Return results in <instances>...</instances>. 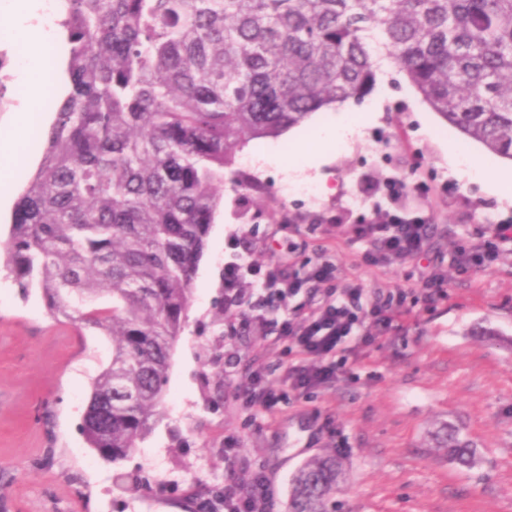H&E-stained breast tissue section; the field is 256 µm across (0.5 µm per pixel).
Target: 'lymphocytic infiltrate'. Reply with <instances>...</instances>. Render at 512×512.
Here are the masks:
<instances>
[{"instance_id":"1","label":"lymphocytic infiltrate","mask_w":512,"mask_h":512,"mask_svg":"<svg viewBox=\"0 0 512 512\" xmlns=\"http://www.w3.org/2000/svg\"><path fill=\"white\" fill-rule=\"evenodd\" d=\"M430 235V220L418 208L388 212L371 223L349 227L350 239L361 246L362 260L368 266L424 260ZM508 241L512 242L511 224L496 225L492 235L480 243L458 240L455 262L462 269L483 267L500 259V246ZM247 276L253 288L246 294L239 283ZM312 277L329 284V291L307 310L292 314L286 300L301 287L295 273L276 265L263 271L249 260L230 265L224 272L227 321L246 317L257 307L275 308V339L289 344L297 355L286 370L288 388L296 393L320 388L346 374L347 364L358 360L349 339H356V346L372 345L377 336L399 327L410 314L403 289L389 291L385 298L368 305L359 281L335 288L340 270L333 262H320ZM240 396L255 410L274 407L282 399L281 392L268 385L264 367L256 363L248 370ZM224 512H274L272 482L265 472L245 471L234 477L224 489Z\"/></svg>"}]
</instances>
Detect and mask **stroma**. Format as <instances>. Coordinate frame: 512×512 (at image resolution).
Instances as JSON below:
<instances>
[{"label":"stroma","mask_w":512,"mask_h":512,"mask_svg":"<svg viewBox=\"0 0 512 512\" xmlns=\"http://www.w3.org/2000/svg\"><path fill=\"white\" fill-rule=\"evenodd\" d=\"M344 112L358 114L361 134L333 147L326 164L294 172L268 163L259 172L248 163L253 153L293 154ZM463 141L392 65L362 102L247 142L224 171L155 425L116 466L81 431L111 337L53 320L38 290L21 296L0 272V512H184L198 492H223L245 469L273 479L275 512H287L292 474L326 452L344 465L335 512H512V243L496 264L466 274L450 248L461 235L512 224V201L455 164L451 147ZM393 180L426 188L429 258L448 297L417 306L332 387L289 394L269 326L250 318L229 336L218 319L224 269L238 258L229 244L247 240L254 264H290L302 276L333 261L361 279L369 303L375 289L416 287L419 263L362 268L347 235L361 218L414 204L410 194L388 196ZM255 362L285 394L257 413L234 398ZM442 422L476 445L475 468L433 447L430 433ZM117 469L137 485H115Z\"/></svg>","instance_id":"stroma-1"}]
</instances>
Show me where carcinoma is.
<instances>
[{
    "label": "carcinoma",
    "instance_id": "1",
    "mask_svg": "<svg viewBox=\"0 0 512 512\" xmlns=\"http://www.w3.org/2000/svg\"><path fill=\"white\" fill-rule=\"evenodd\" d=\"M58 24L69 91L0 251L53 319L112 337L82 431L113 464L153 429L216 190L248 140L362 101L381 54L512 160V0H62ZM432 437L479 463L453 425ZM341 476L332 454L306 461L288 512H330Z\"/></svg>",
    "mask_w": 512,
    "mask_h": 512
}]
</instances>
